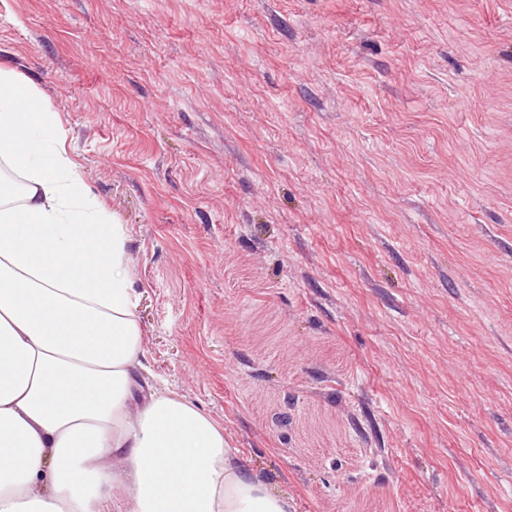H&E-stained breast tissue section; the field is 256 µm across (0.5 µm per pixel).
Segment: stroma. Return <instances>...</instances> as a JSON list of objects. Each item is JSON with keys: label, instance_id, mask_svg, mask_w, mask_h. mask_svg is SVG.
<instances>
[{"label": "stroma", "instance_id": "1", "mask_svg": "<svg viewBox=\"0 0 512 512\" xmlns=\"http://www.w3.org/2000/svg\"><path fill=\"white\" fill-rule=\"evenodd\" d=\"M126 225L150 387L294 512H512V0H0Z\"/></svg>", "mask_w": 512, "mask_h": 512}]
</instances>
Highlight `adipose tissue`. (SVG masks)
Wrapping results in <instances>:
<instances>
[{
	"label": "adipose tissue",
	"mask_w": 512,
	"mask_h": 512,
	"mask_svg": "<svg viewBox=\"0 0 512 512\" xmlns=\"http://www.w3.org/2000/svg\"><path fill=\"white\" fill-rule=\"evenodd\" d=\"M36 89L0 69V512H290L224 428L145 391L125 225L113 223ZM128 462L124 476L106 458Z\"/></svg>",
	"instance_id": "adipose-tissue-1"
}]
</instances>
